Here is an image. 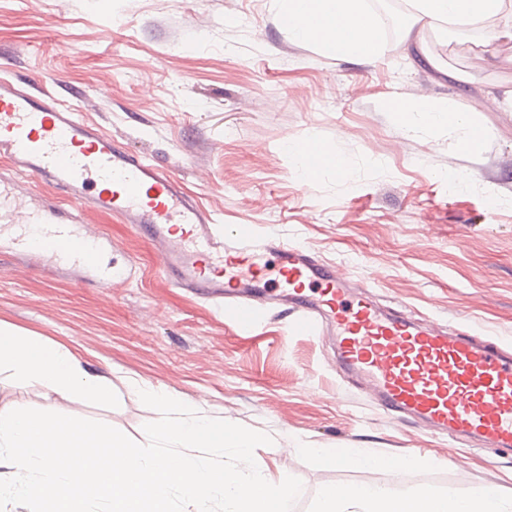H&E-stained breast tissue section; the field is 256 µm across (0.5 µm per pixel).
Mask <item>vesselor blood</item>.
<instances>
[{"label":"vessel or blood","mask_w":512,"mask_h":512,"mask_svg":"<svg viewBox=\"0 0 512 512\" xmlns=\"http://www.w3.org/2000/svg\"><path fill=\"white\" fill-rule=\"evenodd\" d=\"M0 158L64 201L48 209L0 190L7 252L112 287L130 271L106 262L111 240L74 213L112 215L151 244L171 286L212 301L241 331L269 308L288 306L293 332L333 337L337 369L376 405L458 444L512 451V352L500 342L382 308L307 249L247 224L218 223L162 165L7 77H0Z\"/></svg>","instance_id":"b4317fda"}]
</instances>
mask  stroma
I'll return each mask as SVG.
<instances>
[{"instance_id": "1", "label": "stroma", "mask_w": 512, "mask_h": 512, "mask_svg": "<svg viewBox=\"0 0 512 512\" xmlns=\"http://www.w3.org/2000/svg\"><path fill=\"white\" fill-rule=\"evenodd\" d=\"M481 37L474 26L427 30L413 48L385 39L374 58H328L280 26L272 0H0V75L166 161L221 224L308 247L371 283L381 306L512 344V112L499 101L512 89V42L486 50ZM446 67L469 82L448 80ZM394 98L455 100L486 129L481 152L461 156L454 129L400 127L384 107ZM314 138L344 157L342 172L302 177L286 144ZM78 219L111 238L130 281L99 288L0 255V324L71 349L112 382L118 407L73 403L70 415L144 442L158 413L129 393L137 380L270 434L255 461L302 481L293 512L375 474L399 490L465 492L492 480L512 497V452L458 448L394 418L339 378L328 341L294 334L287 314H264L242 335L210 302L169 286L129 225L85 210ZM312 446L367 448L385 466L325 465ZM406 453L431 467L393 468Z\"/></svg>"}]
</instances>
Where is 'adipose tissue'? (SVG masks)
<instances>
[{"label": "adipose tissue", "mask_w": 512, "mask_h": 512, "mask_svg": "<svg viewBox=\"0 0 512 512\" xmlns=\"http://www.w3.org/2000/svg\"><path fill=\"white\" fill-rule=\"evenodd\" d=\"M279 16L294 18L289 31L298 40L311 42L328 57H364L376 54L380 32L370 20L362 0H275ZM413 9L407 31L442 25L478 24L486 31L487 44L512 40V0H411ZM400 126L412 128L423 122L433 128L463 129L458 146L462 153L479 154L486 133L471 123L455 101L436 106H416L405 101L389 105ZM488 490L468 494L451 490L421 496L411 490L360 485L352 494L328 489L322 496L321 512H512V499L497 497L488 503Z\"/></svg>", "instance_id": "1"}]
</instances>
